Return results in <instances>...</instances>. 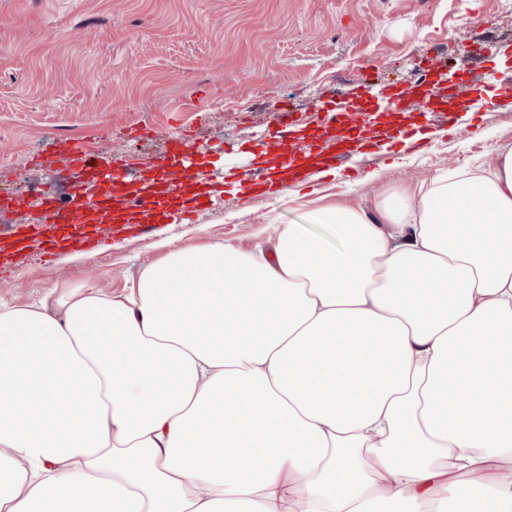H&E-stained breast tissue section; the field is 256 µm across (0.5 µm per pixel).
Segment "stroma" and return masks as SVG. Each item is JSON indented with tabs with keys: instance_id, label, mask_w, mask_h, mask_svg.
<instances>
[{
	"instance_id": "35a3bbf8",
	"label": "stroma",
	"mask_w": 512,
	"mask_h": 512,
	"mask_svg": "<svg viewBox=\"0 0 512 512\" xmlns=\"http://www.w3.org/2000/svg\"><path fill=\"white\" fill-rule=\"evenodd\" d=\"M430 62L464 87L448 101L463 128L409 112L427 150L386 138L351 174L279 197L241 189L263 167L282 112L316 129L318 107L350 99L365 81L409 87ZM490 91V110L470 111ZM53 130L84 136L90 164L138 158L131 180L189 135L197 167L224 192L188 224L105 229L97 249L53 260L0 256L1 304H36L52 287L119 297L170 251L221 242L268 253L290 224L336 248L321 210L371 212L434 177L487 173L512 148V0H0V195L78 180L66 161L43 162Z\"/></svg>"
}]
</instances>
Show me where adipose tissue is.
Here are the masks:
<instances>
[{
  "instance_id": "obj_1",
  "label": "adipose tissue",
  "mask_w": 512,
  "mask_h": 512,
  "mask_svg": "<svg viewBox=\"0 0 512 512\" xmlns=\"http://www.w3.org/2000/svg\"><path fill=\"white\" fill-rule=\"evenodd\" d=\"M322 221L0 305V512H512V148Z\"/></svg>"
}]
</instances>
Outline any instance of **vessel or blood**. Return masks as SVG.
<instances>
[{"instance_id": "1", "label": "vessel or blood", "mask_w": 512, "mask_h": 512, "mask_svg": "<svg viewBox=\"0 0 512 512\" xmlns=\"http://www.w3.org/2000/svg\"><path fill=\"white\" fill-rule=\"evenodd\" d=\"M359 94L366 98V105L347 103L325 109L321 125L328 137L322 143L301 140L293 121H281L269 144L273 164L249 176V190L279 193L313 174L369 153L367 135L380 117L414 111L420 102L427 111L440 112L446 99L430 66L424 68L412 87L400 92L380 95L364 83ZM175 149L180 157L177 170H169L163 162L156 177L133 182L98 168L88 171L83 184L73 187L66 198L41 190L39 221L50 225V235L39 239L29 226H19L11 234L10 249L17 255L35 248L41 254L52 255L64 249L95 248L101 224L111 225L113 232L120 233L132 225L185 223L203 206L210 192L206 174L193 164V147L179 141ZM48 155L80 166L85 145L76 139H56L50 143Z\"/></svg>"}]
</instances>
